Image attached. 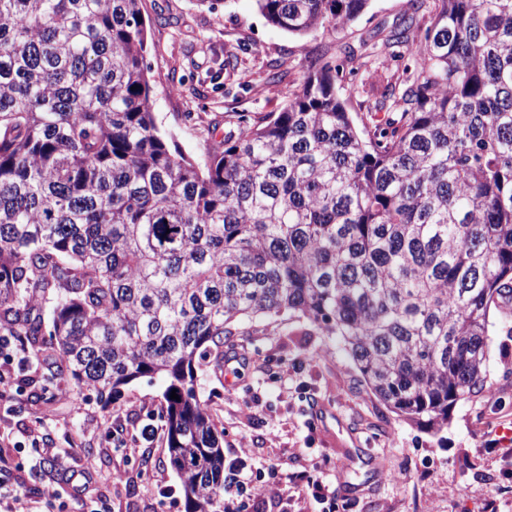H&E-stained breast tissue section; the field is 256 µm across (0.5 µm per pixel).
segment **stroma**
<instances>
[{
	"instance_id": "obj_1",
	"label": "stroma",
	"mask_w": 512,
	"mask_h": 512,
	"mask_svg": "<svg viewBox=\"0 0 512 512\" xmlns=\"http://www.w3.org/2000/svg\"><path fill=\"white\" fill-rule=\"evenodd\" d=\"M407 0H370L343 30L298 39L270 26L254 0H226L215 11L193 0H142L153 84L152 108L162 131L186 154L204 159L240 116L277 112L297 91L307 51L363 53L382 41ZM488 375L478 393L458 402L447 427L432 433L390 412L365 386L352 359L303 318H264L233 325L224 345L196 366L201 397L224 455L241 458L240 478L287 462L289 471L321 465L354 512H512V328L491 318ZM36 365L0 401L15 431L5 453L30 490L27 432L47 444H76L74 466L93 458L102 474L124 472L126 484L102 483L111 512H184L181 482L170 467L164 384L141 378L109 404L69 387L34 400ZM110 418L111 432L96 426ZM153 441L139 440L143 425ZM247 446H240V437Z\"/></svg>"
}]
</instances>
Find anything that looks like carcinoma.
I'll use <instances>...</instances> for the list:
<instances>
[{"instance_id":"carcinoma-1","label":"carcinoma","mask_w":512,"mask_h":512,"mask_svg":"<svg viewBox=\"0 0 512 512\" xmlns=\"http://www.w3.org/2000/svg\"><path fill=\"white\" fill-rule=\"evenodd\" d=\"M255 2L305 38L369 0ZM424 8L386 40L403 66L316 52L199 162L152 111L141 0H0V334L105 402L163 379L185 512H224L195 363L242 319L307 318L429 431L483 388L490 311L512 318V0ZM362 70L364 128L337 88Z\"/></svg>"}]
</instances>
